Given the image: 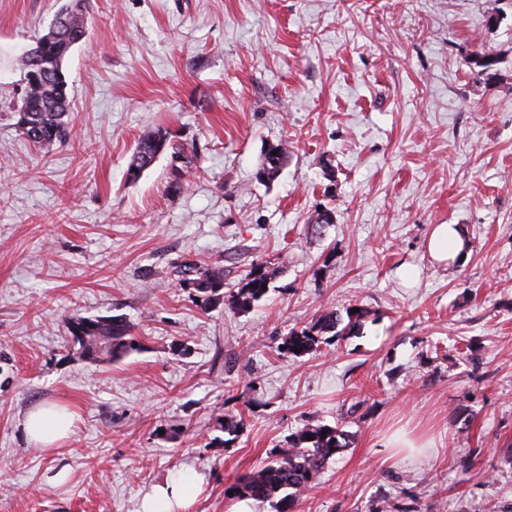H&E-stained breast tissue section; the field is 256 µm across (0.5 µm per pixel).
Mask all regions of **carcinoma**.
Wrapping results in <instances>:
<instances>
[{"label": "carcinoma", "instance_id": "carcinoma-1", "mask_svg": "<svg viewBox=\"0 0 512 512\" xmlns=\"http://www.w3.org/2000/svg\"><path fill=\"white\" fill-rule=\"evenodd\" d=\"M66 9L67 26L61 30L49 28L36 38L22 58L26 86L14 112L19 116L22 134L39 147H49L67 137L65 117L70 112L71 100L64 62L71 49L88 35L87 0H72ZM167 149L168 138L162 131L142 135L127 167L128 179L138 178ZM286 153V145L272 146L262 175H275ZM193 155L185 146L174 148L172 177L175 183H180L190 173ZM184 275L181 283L191 286L195 302L203 310L225 301L235 311H248L265 296L263 286L270 281L267 267L258 264L249 270L239 288L226 295L224 271L220 268L199 271L188 266ZM88 322L83 339L78 341L83 355L104 356L112 361L136 348L137 338L123 317L90 318ZM341 322L336 312L327 311L311 325L289 331L288 336L281 339L283 348L278 350L279 355L298 359L317 352L322 344L334 343L341 335L338 330ZM350 444V434L338 424H306L288 439L286 446L274 449L262 465L238 478L225 491L233 492L235 498H250L260 504L274 502L276 512H288L302 494L315 487V478L329 460Z\"/></svg>", "mask_w": 512, "mask_h": 512}]
</instances>
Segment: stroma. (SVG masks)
Segmentation results:
<instances>
[{
    "mask_svg": "<svg viewBox=\"0 0 512 512\" xmlns=\"http://www.w3.org/2000/svg\"><path fill=\"white\" fill-rule=\"evenodd\" d=\"M66 2L0 0V512H135L182 468L205 479L190 512H229L310 421L352 444L293 512H512V0H90L69 135L38 148L21 57ZM157 129L195 149L180 187L167 153L127 177ZM437 224L461 259L431 261ZM260 263L246 313L179 285ZM353 306L350 334L278 357ZM75 315L123 316L138 349L84 356ZM44 403L74 415L51 449L23 426ZM465 248L460 227L455 224H437L428 240L430 256L438 262H448L458 257ZM351 309L346 311L348 323L341 330H337V328L342 319L334 311H326L309 326L292 329L288 332V336L281 339V343L277 347L279 355L283 358L298 359L304 355L318 352L321 344L331 345L336 341V336L342 335L341 333L353 324V319L362 317L361 309L355 314H350ZM280 346H285V349H280ZM294 349L299 350V353H295Z\"/></svg>",
    "mask_w": 512,
    "mask_h": 512,
    "instance_id": "35a3bbf8",
    "label": "stroma"
}]
</instances>
